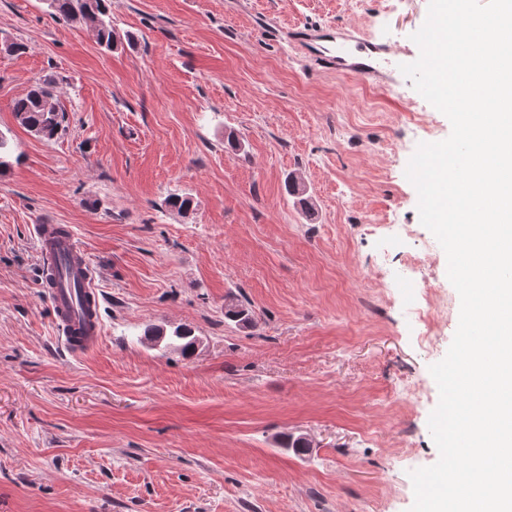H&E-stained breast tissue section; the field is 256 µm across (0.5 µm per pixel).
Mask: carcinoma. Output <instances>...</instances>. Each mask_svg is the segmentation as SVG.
Masks as SVG:
<instances>
[{
  "label": "carcinoma",
  "instance_id": "carcinoma-1",
  "mask_svg": "<svg viewBox=\"0 0 512 512\" xmlns=\"http://www.w3.org/2000/svg\"><path fill=\"white\" fill-rule=\"evenodd\" d=\"M111 0H49L52 15L71 22L89 25L96 43L111 50L115 46L116 34L110 15ZM12 110L19 123L29 132L46 140H52L68 129L66 112L58 103L53 85L37 83L26 94L15 99ZM224 318L241 329L254 327L252 310L236 297L228 300L224 307ZM145 336L153 342L165 339V347L175 348L187 354L193 349L191 331L176 328L172 334H163L160 328H150Z\"/></svg>",
  "mask_w": 512,
  "mask_h": 512
}]
</instances>
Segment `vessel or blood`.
<instances>
[{"mask_svg":"<svg viewBox=\"0 0 512 512\" xmlns=\"http://www.w3.org/2000/svg\"><path fill=\"white\" fill-rule=\"evenodd\" d=\"M293 39L319 64L365 79L375 78L370 60L384 52L382 46L367 39L352 33L338 36L323 26L299 28ZM35 240L62 340L72 352L87 351L101 336L97 273L69 226L36 225Z\"/></svg>","mask_w":512,"mask_h":512,"instance_id":"vessel-or-blood-1","label":"vessel or blood"}]
</instances>
